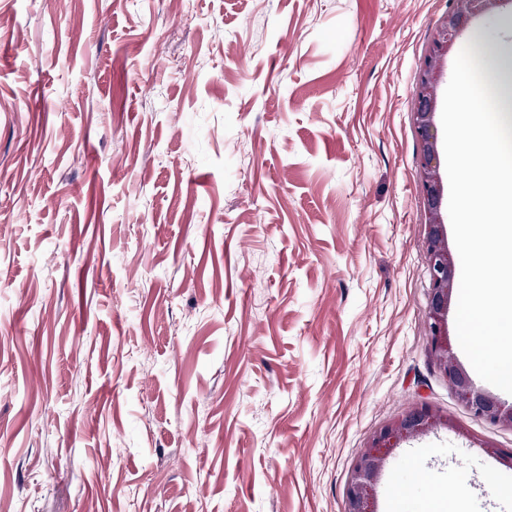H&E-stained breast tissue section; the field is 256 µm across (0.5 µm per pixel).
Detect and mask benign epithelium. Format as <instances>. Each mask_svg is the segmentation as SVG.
<instances>
[{
    "label": "benign epithelium",
    "mask_w": 512,
    "mask_h": 512,
    "mask_svg": "<svg viewBox=\"0 0 512 512\" xmlns=\"http://www.w3.org/2000/svg\"><path fill=\"white\" fill-rule=\"evenodd\" d=\"M505 0H454V8L437 26L420 69L413 94V123L422 143L419 161L424 200L431 288L427 305L430 346L439 371L464 406L475 416L512 427V404L477 388L458 361L448 338V308L455 288L453 255L448 247L444 214V185L440 173L439 133L436 117L445 61L459 34L477 17ZM448 427V419L426 406L399 417L373 436L353 463L346 490L345 512H376V487L388 458L400 443Z\"/></svg>",
    "instance_id": "7a95c632"
}]
</instances>
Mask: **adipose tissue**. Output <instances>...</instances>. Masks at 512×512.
Returning <instances> with one entry per match:
<instances>
[{"mask_svg": "<svg viewBox=\"0 0 512 512\" xmlns=\"http://www.w3.org/2000/svg\"><path fill=\"white\" fill-rule=\"evenodd\" d=\"M460 82L467 87L464 109L448 115V154L451 161L474 157L472 176L459 186L463 210L476 218L461 237L464 246L480 243L486 233L482 216L493 208L494 198L479 188L512 185V158L503 142L504 128L512 129V46L472 39L464 56ZM466 300L460 324L470 338L469 356L474 367L491 368L498 381L512 385V301L493 304L495 284L473 275L462 278Z\"/></svg>", "mask_w": 512, "mask_h": 512, "instance_id": "ef3b65f1", "label": "adipose tissue"}]
</instances>
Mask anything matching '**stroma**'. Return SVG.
Wrapping results in <instances>:
<instances>
[{
  "label": "stroma",
  "instance_id": "35a3bbf8",
  "mask_svg": "<svg viewBox=\"0 0 512 512\" xmlns=\"http://www.w3.org/2000/svg\"><path fill=\"white\" fill-rule=\"evenodd\" d=\"M452 0H0V512H512L431 355L412 96ZM448 56L439 150H448ZM456 273L501 270L492 229ZM440 428H448V418L423 405L406 412L374 435L353 463L344 511L376 512V487L393 451L405 440L426 435Z\"/></svg>",
  "mask_w": 512,
  "mask_h": 512
}]
</instances>
